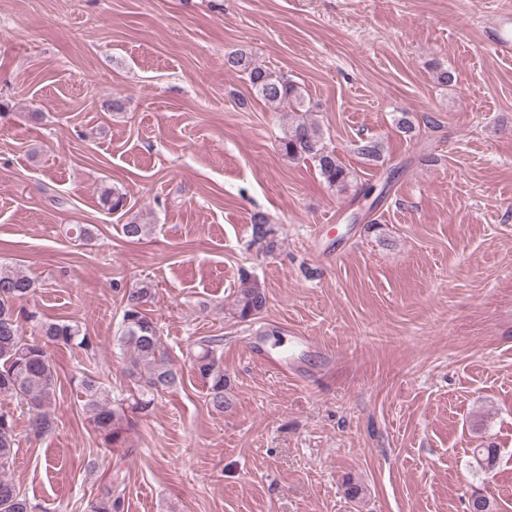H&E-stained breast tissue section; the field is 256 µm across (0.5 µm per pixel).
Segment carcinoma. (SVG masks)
Segmentation results:
<instances>
[{
	"instance_id": "carcinoma-1",
	"label": "carcinoma",
	"mask_w": 512,
	"mask_h": 512,
	"mask_svg": "<svg viewBox=\"0 0 512 512\" xmlns=\"http://www.w3.org/2000/svg\"><path fill=\"white\" fill-rule=\"evenodd\" d=\"M226 64L247 75L251 89L275 108L286 107L294 117L284 136L278 140L279 152L292 160H309L317 167L328 188L345 193L352 187L354 175L324 143L320 124L305 108L302 88L287 74L256 64L241 49L227 54ZM254 242L271 251L276 246L275 229L263 212L251 216ZM127 239L140 241L147 237L149 225L132 215L121 225ZM35 290V281L13 268L0 265V398L14 400L27 410L28 427L36 437L56 430L53 413L56 403V372L48 348L77 346L85 351L94 349V341L77 323L46 322L40 324V335L22 334L16 304L27 300ZM153 299L151 284L143 282L128 288L122 295V333L120 344L130 353L128 377L139 383L138 394L132 401L111 398L112 390L92 375L81 380L83 410L103 439L106 447L120 448L124 442L126 408L148 414L155 396L173 388L179 382L178 372L160 353V333L157 323L147 315L145 306ZM267 304L263 288L246 274L237 289L232 312L241 322H249L261 314ZM193 354L195 371L208 384V402L216 411L224 410L226 399L224 371L218 366L211 341L197 343ZM16 442L14 412L0 410V512H33V506L5 473L14 460ZM120 496L107 492L90 504L89 512H120Z\"/></svg>"
}]
</instances>
